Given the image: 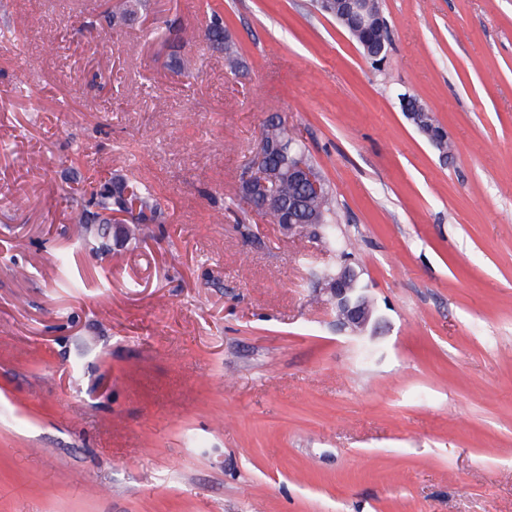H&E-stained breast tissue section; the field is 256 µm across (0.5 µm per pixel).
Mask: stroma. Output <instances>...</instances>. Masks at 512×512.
<instances>
[{
    "label": "stroma",
    "instance_id": "stroma-1",
    "mask_svg": "<svg viewBox=\"0 0 512 512\" xmlns=\"http://www.w3.org/2000/svg\"><path fill=\"white\" fill-rule=\"evenodd\" d=\"M210 5L244 67L181 74L159 28ZM103 10L0 0V512H512V0H382L379 67L312 0ZM272 112L342 250L238 198ZM116 172L165 221L95 253L65 200ZM345 251L362 336L311 276ZM142 0H116L108 11L102 15L107 27L114 29L130 20L142 8ZM409 120L416 126L418 131L431 143L436 149H440V155L443 159L448 158V154L444 151L443 144L448 139L445 132L444 135L440 131H436L428 120L430 114L426 106L419 101L415 102V108L406 112Z\"/></svg>",
    "mask_w": 512,
    "mask_h": 512
}]
</instances>
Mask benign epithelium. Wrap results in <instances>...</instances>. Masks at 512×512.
<instances>
[{
	"mask_svg": "<svg viewBox=\"0 0 512 512\" xmlns=\"http://www.w3.org/2000/svg\"><path fill=\"white\" fill-rule=\"evenodd\" d=\"M366 2L368 0H314L320 12L334 17L356 38L385 23L382 12L367 11ZM407 116L428 142L440 150L441 157L448 158V154L443 151V144L448 139V135L435 130L430 125L427 107L417 101L415 108L407 111ZM273 152L288 158V174L296 182L315 193L320 191L321 183L306 165L304 157L295 151L293 143L286 145L270 143L262 136L256 146L252 174L244 182L245 199L250 201L261 192L265 195L267 204L273 203V191L278 172L266 166V158ZM356 278H358V272L345 264L338 269L334 280L327 284H320V290L329 295L336 307V327L341 331L361 335L372 323L374 310L364 291L355 293L349 288V281Z\"/></svg>",
	"mask_w": 512,
	"mask_h": 512,
	"instance_id": "1",
	"label": "benign epithelium"
}]
</instances>
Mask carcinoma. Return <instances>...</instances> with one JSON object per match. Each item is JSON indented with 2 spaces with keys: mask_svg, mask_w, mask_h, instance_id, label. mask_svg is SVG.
Segmentation results:
<instances>
[{
  "mask_svg": "<svg viewBox=\"0 0 512 512\" xmlns=\"http://www.w3.org/2000/svg\"><path fill=\"white\" fill-rule=\"evenodd\" d=\"M143 0H116L109 10L102 15L107 27H118L142 8ZM167 39L183 46L195 41L196 30L173 23L165 24ZM204 39L210 49L224 56V64L230 72L235 73L241 66L237 45L229 30L224 27V19L217 8L211 9L209 23L203 31ZM262 134L266 138L279 141L291 139L288 124L263 126ZM278 207L271 212H262L260 216L271 224H281L290 217L294 224H309L314 227L315 237L331 245L338 244L336 222L334 220L333 194L329 186H324L323 194L315 196L306 193L298 183L288 178L286 169H281V176L275 187ZM122 210L129 214L130 233L121 237L126 243L137 244L141 241L144 227L148 224H161L164 209L161 201L149 186L135 176L115 173L112 177L92 188L88 193L75 200L73 207V233L96 250L108 248L101 230L112 224V212Z\"/></svg>",
  "mask_w": 512,
  "mask_h": 512,
  "instance_id": "cac0c4a2",
  "label": "carcinoma"
}]
</instances>
